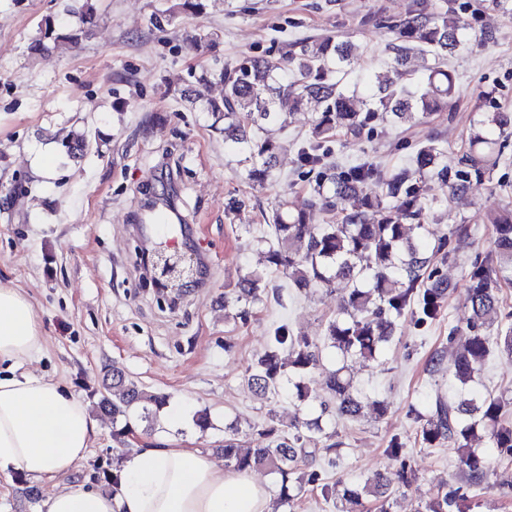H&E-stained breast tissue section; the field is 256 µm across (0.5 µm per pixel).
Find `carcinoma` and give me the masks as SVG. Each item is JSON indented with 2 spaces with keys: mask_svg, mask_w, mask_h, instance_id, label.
<instances>
[{
  "mask_svg": "<svg viewBox=\"0 0 512 512\" xmlns=\"http://www.w3.org/2000/svg\"><path fill=\"white\" fill-rule=\"evenodd\" d=\"M200 0H173L162 11L166 21L179 13L199 14ZM79 24L64 41L77 44L94 35L96 8L93 0H73ZM388 28L393 38L387 50L392 73L366 77L370 91L366 109L338 75L346 74L356 55L348 42L327 33L285 44L276 57H245L224 67L219 80L224 83L221 100L200 101L190 90H181V100L224 122V142L232 144L246 179L264 186L275 176L278 154L285 146L263 139L264 126L276 124L286 115L311 113L308 141L298 148L304 165L323 168L304 198L279 197L267 221L273 238H254L266 247L268 272L252 271L237 283L238 300H259L271 274H281L298 290L328 288L338 281L352 287L344 296L336 317L327 322L325 344L342 358L375 361L393 337L396 321L407 313L423 321L436 320L453 285L430 267L433 257H455L447 233H433L428 241L421 218L425 203L420 183L438 179L448 183L451 194L462 196L470 189L471 175L480 176L499 163L504 142L512 136V113H480V133L470 140L469 150L460 158L461 170L448 181V148L436 138L427 139L416 151L413 166L383 172L373 165L348 169L324 162L318 154L326 140L342 131L358 138L369 121L382 114L394 123L423 120L434 112L448 110L454 93L451 73L440 59L460 47L465 26L456 14L428 16L417 8ZM39 36L30 49L50 52L58 48L54 23L38 24ZM430 56L433 63L416 79L408 78L406 65L413 55ZM87 132L72 131L61 140L67 156L76 158L88 150ZM375 184L369 193L366 186ZM318 213L334 219L329 224L312 223ZM493 225V247L478 257L469 272L466 307L469 336L465 343L431 360L433 369L448 365V375L456 382L452 398L436 396L428 413H418L416 436L428 446L448 443L457 453L468 487L488 488L491 464L481 448L470 446L476 437L487 439L498 456L512 463V394H484L477 374L496 352L512 355V313L491 332L493 317L503 305L502 285L512 283V203L487 218ZM322 349L306 336H295L288 327L274 329L262 353L250 368L248 384L262 399L281 396L284 382L292 384L291 397L299 404H318L319 414L299 418L283 429L271 422L260 430L265 444L247 448L238 432L229 428L219 449L224 469L247 471L267 468L276 474L280 490L274 512L308 493L326 500L336 499V485L323 483L319 473L306 471L310 457L320 451L329 461L340 460V443L335 441L325 418H359L365 402L352 392L350 378L341 366L325 371L322 382L313 379L321 367ZM99 407L112 414V436L125 441L132 432L130 414L148 418L164 408L167 398L149 394L123 370L112 368L103 380ZM413 470L401 465L396 478L378 472L365 492L343 489L337 512H366L363 494L372 496L379 512H391L395 485H409ZM467 496L443 485L433 488L429 499L417 512H468Z\"/></svg>",
  "mask_w": 512,
  "mask_h": 512,
  "instance_id": "cac0c4a2",
  "label": "carcinoma"
}]
</instances>
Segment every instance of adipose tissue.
<instances>
[{
  "label": "adipose tissue",
  "mask_w": 512,
  "mask_h": 512,
  "mask_svg": "<svg viewBox=\"0 0 512 512\" xmlns=\"http://www.w3.org/2000/svg\"><path fill=\"white\" fill-rule=\"evenodd\" d=\"M41 340L29 298L0 283V473L53 483L43 512H272L253 473L225 470L211 452L172 438L125 455L118 492L72 478L98 427L79 396L30 372Z\"/></svg>",
  "instance_id": "obj_1"
}]
</instances>
